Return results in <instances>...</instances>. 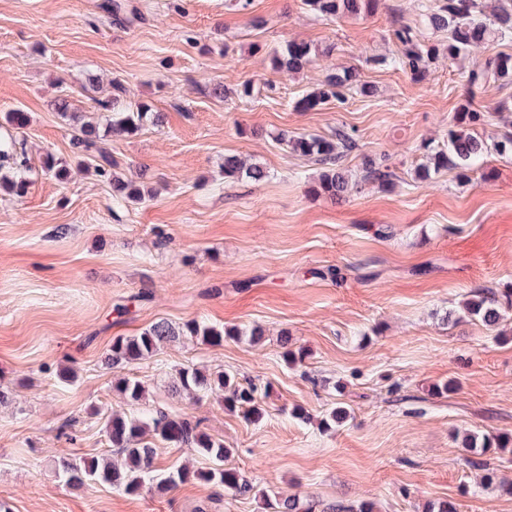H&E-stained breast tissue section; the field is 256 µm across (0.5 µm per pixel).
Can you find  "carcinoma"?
I'll use <instances>...</instances> for the list:
<instances>
[{
	"instance_id": "obj_1",
	"label": "carcinoma",
	"mask_w": 512,
	"mask_h": 512,
	"mask_svg": "<svg viewBox=\"0 0 512 512\" xmlns=\"http://www.w3.org/2000/svg\"><path fill=\"white\" fill-rule=\"evenodd\" d=\"M380 0H305L320 17L337 19L370 14L378 7ZM493 9H488L487 0H423L420 4L422 16L436 30L448 32L447 42L422 43L409 24H400L392 30V39L399 46L398 54L392 57L375 56L369 59L374 66L392 67L411 74L413 80L421 81L428 73L429 64L443 56L454 61L469 49L487 42L504 40L512 35V0H495ZM313 48L306 42H289L280 50L269 53L273 71L289 76L307 67L312 61ZM355 69L344 68L331 73L301 99L299 105L314 109L330 100H342L345 91L356 81ZM512 83V54H501L487 59L483 64L467 73L469 87H481L489 82ZM113 93L105 100H97L96 111L109 112L105 126L90 121H78L70 111L65 99L55 101L56 111L76 122L71 142L76 153L88 158V166L95 175L112 181L113 199L126 206L141 203L145 194L141 185L133 180H123L115 175L118 162L100 146L102 137L109 133L133 135L146 125L161 123V113L152 105L142 102L134 109L124 105V86L112 81ZM485 123V115L465 102L454 116V128L448 130V143L443 146L425 145L426 162L416 170V177L426 181L432 175L453 169L460 179L468 178L472 167L493 150L500 155H512V129L502 132L497 140L488 143L472 133V127ZM286 146L302 156L313 159L323 166L316 192L332 198H340L352 189H360L366 183L382 186L394 185L396 173L388 165L374 160L366 163L361 179L349 183L344 172L343 159L358 148L353 131L338 127L330 138L281 134ZM11 169L27 168L25 153L17 150V140L12 134L0 138V193L16 197L23 196L28 182L1 172L4 164ZM224 177L247 179L260 183L268 177L265 168L249 164L236 154L224 155ZM512 311V289L498 290L482 287L472 291L463 305L467 316L482 322L487 327H496ZM242 331L224 327L209 326L196 319L180 325L159 320L145 328L137 336H116L105 355V361L114 369L122 370L127 365L153 357L167 342L180 338L195 339L203 344L221 346L226 339H234ZM113 388L122 396L128 410L111 411L105 414L104 430L111 448V455L91 459H61L57 464V475L70 487L80 490L97 482L106 483L113 490L127 496L140 494L146 482L156 480L155 489L166 493L190 479L215 484L234 495H246L254 491L253 484L240 472L224 467L231 449L224 446V439L208 433L202 427V420L189 414L175 413L164 407L142 410L146 400L143 383L129 375L115 380ZM171 391L178 397H186L190 404H196L208 394L221 395L224 410L239 412L248 421L258 424L265 417L266 410L260 402L258 388L253 383H242L224 370L210 371L197 365H184L177 369L171 382ZM348 413L342 406H336L320 419V427L331 430L344 422ZM187 448L207 459L211 467L193 470L182 466L154 478V462L157 443ZM512 447V435L487 434L481 438L469 436L465 440L468 450L480 449L479 457L468 458L473 468L484 471L483 483L492 484L494 468L483 459L493 450L503 451ZM316 504L303 503L296 498L278 499L273 503L275 512H315Z\"/></svg>"
}]
</instances>
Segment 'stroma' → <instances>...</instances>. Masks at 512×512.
<instances>
[{
	"mask_svg": "<svg viewBox=\"0 0 512 512\" xmlns=\"http://www.w3.org/2000/svg\"><path fill=\"white\" fill-rule=\"evenodd\" d=\"M101 0H0V120L26 112L21 146L25 196L0 198V506L6 512H270L263 495L323 503H373L376 512H424L450 499L459 512H512V453L492 454L499 485L483 486L465 463L466 436L512 434V341L496 338L461 305L473 289L512 284V156L485 155L462 181L444 170L416 180L428 142L446 141L464 101L488 112L491 139L512 122L497 113L512 84L475 90L467 71L512 38L439 58L423 81L370 68L392 55L388 34L414 26L423 42L445 40L419 16L420 0H381L362 18L326 20L303 0H127L138 20L122 23ZM290 40L319 48L293 76L271 70L268 52ZM354 67L360 85L344 102L300 107L331 70ZM128 106L146 102L161 125L115 135L102 146L119 173H144L145 202L117 206L112 186L74 154L71 128L52 102L104 121L94 102L112 80ZM252 82L254 97L237 88ZM224 84L229 95L215 97ZM355 130L344 162L359 179L365 157L395 169L394 186L363 185L339 201L316 193L320 165L279 141ZM52 154L69 171L41 170ZM240 155L264 182L228 180L224 157ZM260 327L264 337L213 347L184 341L125 372L147 391V407L191 410L232 453L227 467L257 488L235 496L193 481L136 496L96 484L67 487L63 457L107 448L102 413L124 407L104 363L113 337L158 320ZM288 344H281V337ZM303 350L293 366L284 349ZM221 368L265 387L266 416L252 424L218 395L196 406L175 397V368ZM74 369L72 382L60 367ZM454 391L435 395V385ZM348 418L325 432L333 407ZM311 416L304 423L294 409ZM75 420L71 437L58 428Z\"/></svg>",
	"mask_w": 512,
	"mask_h": 512,
	"instance_id": "1",
	"label": "stroma"
}]
</instances>
